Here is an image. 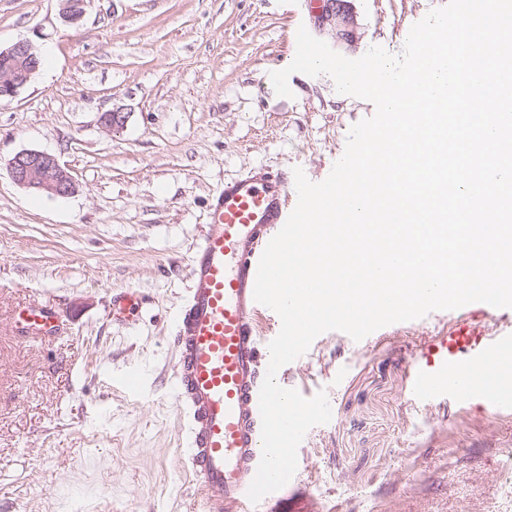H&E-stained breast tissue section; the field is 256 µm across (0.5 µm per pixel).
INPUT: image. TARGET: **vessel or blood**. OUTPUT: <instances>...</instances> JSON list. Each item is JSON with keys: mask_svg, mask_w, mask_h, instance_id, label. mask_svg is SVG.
Instances as JSON below:
<instances>
[{"mask_svg": "<svg viewBox=\"0 0 512 512\" xmlns=\"http://www.w3.org/2000/svg\"><path fill=\"white\" fill-rule=\"evenodd\" d=\"M290 177L264 167L225 179L209 198L203 231L188 259L189 288L173 343L175 399L188 417L182 454L193 474L194 512H287L283 491L251 502L262 456L259 391L269 363L260 348L264 305L253 290L259 259L297 203ZM54 314L29 310L23 330L57 333ZM512 333L457 324L436 336L410 367L413 409L481 397L494 416L512 413V387L498 384Z\"/></svg>", "mask_w": 512, "mask_h": 512, "instance_id": "1", "label": "vessel or blood"}]
</instances>
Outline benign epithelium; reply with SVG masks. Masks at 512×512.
Returning a JSON list of instances; mask_svg holds the SVG:
<instances>
[{
	"label": "benign epithelium",
	"mask_w": 512,
	"mask_h": 512,
	"mask_svg": "<svg viewBox=\"0 0 512 512\" xmlns=\"http://www.w3.org/2000/svg\"><path fill=\"white\" fill-rule=\"evenodd\" d=\"M63 21L71 26L79 24L86 0H61ZM319 31L336 42H354V23L345 9V0H324L312 10ZM37 50L29 40H20L7 48H0V98H13L38 71ZM12 179L23 188L53 196H67L75 191V182L57 157L44 151L24 150L9 161Z\"/></svg>",
	"instance_id": "benign-epithelium-1"
}]
</instances>
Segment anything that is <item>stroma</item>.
<instances>
[{
    "instance_id": "35a3bbf8",
    "label": "stroma",
    "mask_w": 512,
    "mask_h": 512,
    "mask_svg": "<svg viewBox=\"0 0 512 512\" xmlns=\"http://www.w3.org/2000/svg\"><path fill=\"white\" fill-rule=\"evenodd\" d=\"M447 0H347L352 59L401 56L413 24ZM59 0H0V46L30 40L51 64L0 101V512H188L177 450L170 338L187 257L209 195L265 165L323 181L374 105L326 75L270 79L309 0H87L79 28ZM122 109L120 129L102 113ZM24 149L55 155L76 181L51 197L17 185ZM133 290L132 321L112 319ZM54 312L61 335L27 336L20 311ZM480 308L435 311L354 341L318 336L287 387L325 392L329 423L298 448L314 512H512V416L479 402L408 403L414 355ZM130 373L140 395L121 385Z\"/></svg>"
}]
</instances>
